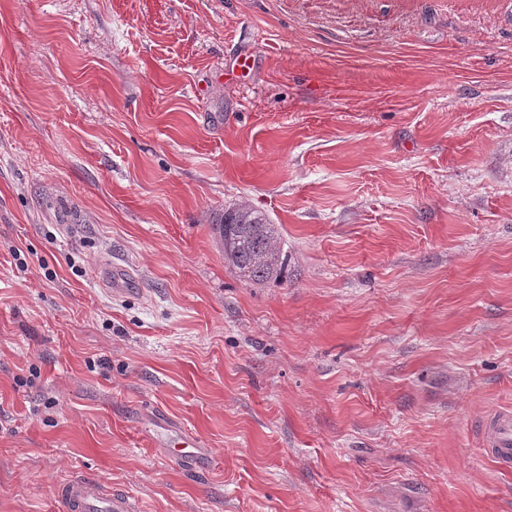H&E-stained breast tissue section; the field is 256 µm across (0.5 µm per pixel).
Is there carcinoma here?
<instances>
[{"label": "carcinoma", "instance_id": "cac0c4a2", "mask_svg": "<svg viewBox=\"0 0 512 512\" xmlns=\"http://www.w3.org/2000/svg\"><path fill=\"white\" fill-rule=\"evenodd\" d=\"M224 261L243 281L259 284L278 274L282 240L276 225L248 205L224 210L217 220Z\"/></svg>", "mask_w": 512, "mask_h": 512}]
</instances>
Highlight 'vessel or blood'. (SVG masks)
<instances>
[{
  "instance_id": "b4317fda",
  "label": "vessel or blood",
  "mask_w": 512,
  "mask_h": 512,
  "mask_svg": "<svg viewBox=\"0 0 512 512\" xmlns=\"http://www.w3.org/2000/svg\"><path fill=\"white\" fill-rule=\"evenodd\" d=\"M481 436L488 454L502 466L512 467V413L498 412L484 419ZM57 498L64 512H141L138 500L128 491L106 488L88 477L60 485Z\"/></svg>"
}]
</instances>
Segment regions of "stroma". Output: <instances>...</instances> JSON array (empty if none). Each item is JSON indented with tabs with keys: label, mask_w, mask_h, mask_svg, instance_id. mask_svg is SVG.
Returning a JSON list of instances; mask_svg holds the SVG:
<instances>
[{
	"label": "stroma",
	"mask_w": 512,
	"mask_h": 512,
	"mask_svg": "<svg viewBox=\"0 0 512 512\" xmlns=\"http://www.w3.org/2000/svg\"><path fill=\"white\" fill-rule=\"evenodd\" d=\"M507 410L512 0H0V512H512ZM224 261L246 283L259 284L277 276L282 240L275 224L248 205L225 209L216 222ZM483 444L490 456L505 467H512V413L498 412L481 424ZM57 498L65 512H142L140 503L128 491L108 489L88 477H76L60 485Z\"/></svg>",
	"instance_id": "1"
}]
</instances>
